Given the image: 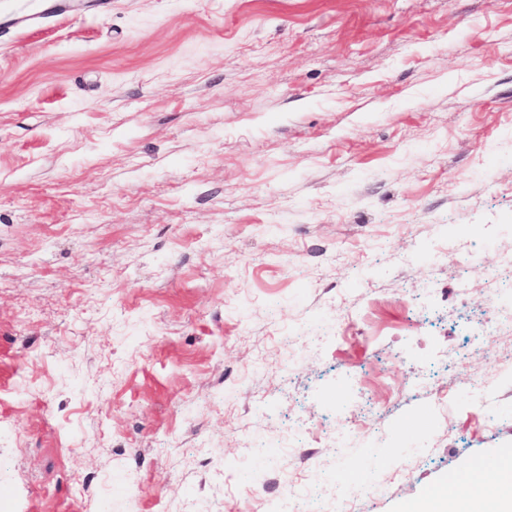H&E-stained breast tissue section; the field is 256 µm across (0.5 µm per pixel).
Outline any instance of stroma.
I'll use <instances>...</instances> for the list:
<instances>
[{"label": "stroma", "instance_id": "obj_1", "mask_svg": "<svg viewBox=\"0 0 512 512\" xmlns=\"http://www.w3.org/2000/svg\"><path fill=\"white\" fill-rule=\"evenodd\" d=\"M51 6L0 0L13 512H403L512 453V0Z\"/></svg>", "mask_w": 512, "mask_h": 512}]
</instances>
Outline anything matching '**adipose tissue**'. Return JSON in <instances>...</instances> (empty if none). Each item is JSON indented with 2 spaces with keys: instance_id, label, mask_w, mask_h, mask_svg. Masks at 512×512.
Returning <instances> with one entry per match:
<instances>
[{
  "instance_id": "1",
  "label": "adipose tissue",
  "mask_w": 512,
  "mask_h": 512,
  "mask_svg": "<svg viewBox=\"0 0 512 512\" xmlns=\"http://www.w3.org/2000/svg\"><path fill=\"white\" fill-rule=\"evenodd\" d=\"M495 469V486L487 485L482 470L470 469L408 503L404 512H512V456H499Z\"/></svg>"
}]
</instances>
